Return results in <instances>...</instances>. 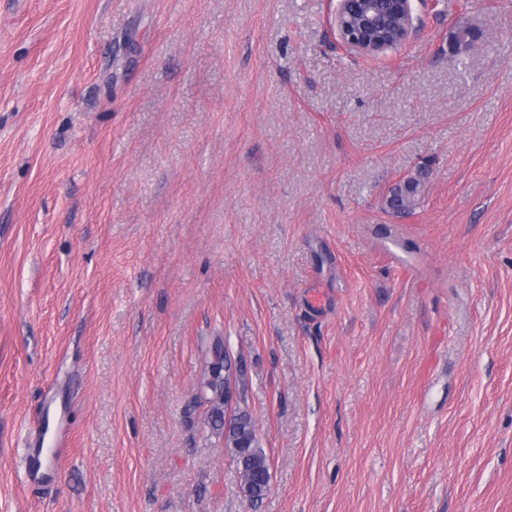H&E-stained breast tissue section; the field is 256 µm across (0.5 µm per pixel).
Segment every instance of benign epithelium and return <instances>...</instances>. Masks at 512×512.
<instances>
[{
    "instance_id": "7a95c632",
    "label": "benign epithelium",
    "mask_w": 512,
    "mask_h": 512,
    "mask_svg": "<svg viewBox=\"0 0 512 512\" xmlns=\"http://www.w3.org/2000/svg\"><path fill=\"white\" fill-rule=\"evenodd\" d=\"M338 0L334 24L342 44L357 53H378L390 48L381 36L394 28L397 43L407 40L414 27L413 0H387L383 7L376 0Z\"/></svg>"
}]
</instances>
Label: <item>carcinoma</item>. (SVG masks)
<instances>
[{"mask_svg":"<svg viewBox=\"0 0 512 512\" xmlns=\"http://www.w3.org/2000/svg\"><path fill=\"white\" fill-rule=\"evenodd\" d=\"M389 194L392 195L389 212L399 215L416 205L421 180L413 177L409 185L392 188ZM208 353L195 401L205 408V426L210 435L224 441V447L230 450L241 475L242 492L248 494L249 502L254 505L265 497V485L270 477L268 458L259 446L249 413L238 410L230 423L224 421V338L215 337Z\"/></svg>","mask_w":512,"mask_h":512,"instance_id":"obj_1","label":"carcinoma"}]
</instances>
